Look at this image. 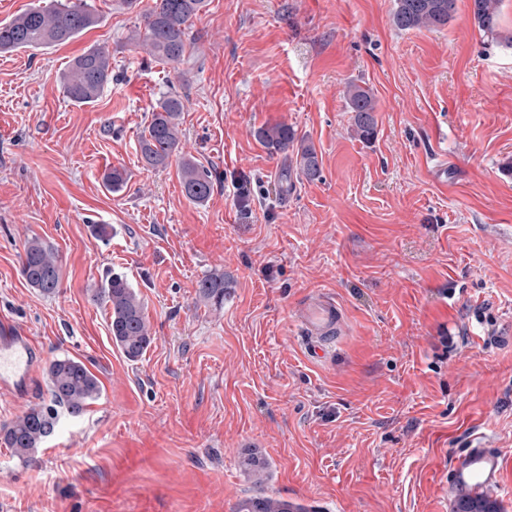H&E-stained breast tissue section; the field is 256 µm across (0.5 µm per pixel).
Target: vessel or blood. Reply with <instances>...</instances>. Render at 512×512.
<instances>
[{"label": "vessel or blood", "instance_id": "obj_1", "mask_svg": "<svg viewBox=\"0 0 512 512\" xmlns=\"http://www.w3.org/2000/svg\"><path fill=\"white\" fill-rule=\"evenodd\" d=\"M302 326L301 345L316 361L332 357L346 331V318L336 301L324 294L302 301L296 308ZM43 362L39 344L9 321L0 322V392L26 396ZM512 460L499 449L473 446L454 457L448 470V494L453 499L476 498L502 488Z\"/></svg>", "mask_w": 512, "mask_h": 512}]
</instances>
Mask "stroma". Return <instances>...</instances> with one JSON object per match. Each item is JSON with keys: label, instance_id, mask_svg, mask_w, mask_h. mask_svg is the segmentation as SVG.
Wrapping results in <instances>:
<instances>
[{"label": "stroma", "instance_id": "stroma-1", "mask_svg": "<svg viewBox=\"0 0 512 512\" xmlns=\"http://www.w3.org/2000/svg\"><path fill=\"white\" fill-rule=\"evenodd\" d=\"M89 2L99 20L77 38L0 53V319L45 361H82L101 393L32 462L0 444V512H232L258 494L452 512L458 452L512 458V46L482 37L471 0L410 31L395 0H207L173 67L129 38L152 0ZM93 45L112 80L78 106L61 77ZM352 83L378 102L368 142L351 132ZM170 91L182 154L153 169L138 139ZM274 123L314 145L319 178L255 138ZM185 157L217 175L205 203L183 193ZM34 237L58 255L51 296L20 273ZM110 271L146 305L153 342L135 363L93 297ZM212 273L220 303L198 298ZM315 291L346 314L329 364L299 341ZM250 450L262 478L240 465Z\"/></svg>", "mask_w": 512, "mask_h": 512}]
</instances>
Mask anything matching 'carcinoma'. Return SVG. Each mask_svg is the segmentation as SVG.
Instances as JSON below:
<instances>
[{"label":"carcinoma","instance_id":"obj_1","mask_svg":"<svg viewBox=\"0 0 512 512\" xmlns=\"http://www.w3.org/2000/svg\"><path fill=\"white\" fill-rule=\"evenodd\" d=\"M501 0H471L478 30L483 35L512 45V36L502 34L499 26ZM205 0H153L143 14L144 42L150 56L162 64L184 63L193 18L202 10ZM455 0H396L393 25L400 31L439 29L448 24ZM97 22L87 0H66L46 9H32L23 15L0 23V53L20 49H40L66 43L78 37ZM112 80L110 55L103 47H92L76 57L63 78L65 96L75 104L95 101ZM349 111L353 112L355 132L364 141L371 140L377 127V100L368 88L352 84L344 93ZM184 104L180 95L169 93L153 106L150 120L139 139L142 159L153 168L165 167L179 149L180 117ZM257 139L271 152L296 153V167L307 178L320 174L315 147L297 136L285 123L263 126L255 132ZM181 185L185 196L203 203L211 195L212 171L195 161L186 160L181 168ZM21 274L27 283L44 295L57 292L60 266L54 250L38 238L27 241L21 258ZM204 300L224 299V276L213 274L198 283ZM95 298L110 309L112 341L130 362L142 359L153 337L145 305L127 278L109 274L95 291ZM49 403L30 408L11 424L0 429V442L18 459L29 462L34 450L50 438L57 427L59 413L72 417L83 414L100 394V382L84 363L72 358L53 360L46 371ZM241 465L249 474L265 470L266 461L254 452L247 453ZM233 512H290L288 501L270 496H254L241 500ZM453 512H500L497 503L485 496L457 502Z\"/></svg>","mask_w":512,"mask_h":512}]
</instances>
